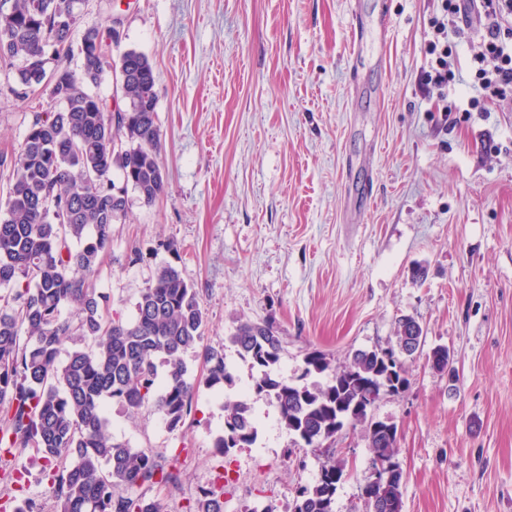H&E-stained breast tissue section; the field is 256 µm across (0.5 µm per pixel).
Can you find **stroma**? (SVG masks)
<instances>
[{
  "instance_id": "35a3bbf8",
  "label": "stroma",
  "mask_w": 512,
  "mask_h": 512,
  "mask_svg": "<svg viewBox=\"0 0 512 512\" xmlns=\"http://www.w3.org/2000/svg\"><path fill=\"white\" fill-rule=\"evenodd\" d=\"M440 0H81L82 27L121 33L113 55L151 62L167 188L153 205L131 197L125 223L93 280L111 311L132 317L140 290L181 247L176 265L200 293L206 340L238 320L283 330L278 372L300 374L318 349L343 365L395 341L396 321L422 323L427 347H448L456 383L424 359L409 387L377 401L398 427L403 512H512V109L442 112L426 91L429 19ZM363 19L369 34L352 47ZM359 72L351 74L350 58ZM40 96L0 97V154L19 151ZM142 259H135V251ZM228 391L199 388L185 425L111 405L112 434L130 447L179 455L178 485L153 489L185 512L215 488L224 399L251 370L234 351ZM259 438L230 454L224 512L273 503L288 512L324 459L298 469L276 408L254 404ZM346 461L336 512H365L364 426L336 441ZM26 493L55 501L33 448L0 458V505Z\"/></svg>"
}]
</instances>
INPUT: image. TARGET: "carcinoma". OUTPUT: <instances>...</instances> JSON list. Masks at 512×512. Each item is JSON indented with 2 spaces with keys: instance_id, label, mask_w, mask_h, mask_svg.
I'll return each instance as SVG.
<instances>
[{
  "instance_id": "obj_1",
  "label": "carcinoma",
  "mask_w": 512,
  "mask_h": 512,
  "mask_svg": "<svg viewBox=\"0 0 512 512\" xmlns=\"http://www.w3.org/2000/svg\"><path fill=\"white\" fill-rule=\"evenodd\" d=\"M78 2L0 0V71H16L11 93H43L62 105L35 113L21 150L0 157V288L7 290L0 295V455L38 449L51 463L45 478L57 512H164L146 491L178 484L181 472L113 438L112 402L132 413L154 409L169 430L181 428L199 388L184 355L201 352L206 387L231 388L229 345L250 366L251 397L224 402L218 454L256 444L260 399L276 407L295 442L318 450L335 441L338 418L357 424L380 396L408 388L406 360L423 328L403 316L396 346L357 350L341 367L314 349L289 381L278 374L283 341L276 322L240 320L224 344L205 342L199 292L169 261L141 289L131 319L105 314L107 300L93 278L129 206L112 196V173L147 206L164 193L166 179L154 68L144 54L123 52L112 72L125 75L116 86L124 108L108 110L89 86L110 66L103 48L116 29L92 26L76 36ZM74 57L77 72L68 65ZM66 307L73 316H62ZM322 375L324 383L316 380ZM367 439L372 456H398L397 433L369 430ZM345 468L327 457L316 482L297 491L292 512H336L338 486L329 475L341 478ZM186 512H224V498L207 490Z\"/></svg>"
}]
</instances>
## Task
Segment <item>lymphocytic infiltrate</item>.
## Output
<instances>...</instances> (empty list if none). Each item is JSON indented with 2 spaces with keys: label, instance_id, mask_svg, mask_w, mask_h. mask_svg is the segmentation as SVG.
<instances>
[{
  "label": "lymphocytic infiltrate",
  "instance_id": "f902f5d3",
  "mask_svg": "<svg viewBox=\"0 0 512 512\" xmlns=\"http://www.w3.org/2000/svg\"><path fill=\"white\" fill-rule=\"evenodd\" d=\"M441 10L426 45L424 85L445 90L454 81L456 48L448 41V31L466 24L474 12L481 20L480 42L470 59L477 94L468 98L467 106L479 111L483 100L512 99V0H441Z\"/></svg>",
  "mask_w": 512,
  "mask_h": 512
}]
</instances>
